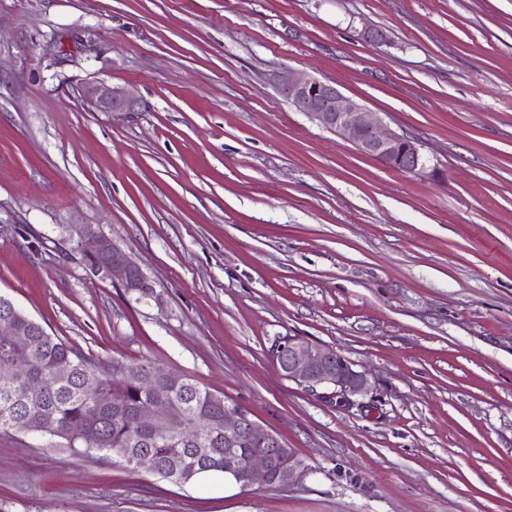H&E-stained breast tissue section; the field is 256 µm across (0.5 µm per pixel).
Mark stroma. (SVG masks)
I'll return each instance as SVG.
<instances>
[{"label":"stroma","instance_id":"35a3bbf8","mask_svg":"<svg viewBox=\"0 0 512 512\" xmlns=\"http://www.w3.org/2000/svg\"><path fill=\"white\" fill-rule=\"evenodd\" d=\"M288 71L414 138L426 174L295 111ZM93 81L140 109H96ZM83 225L152 294L94 274ZM0 295L228 397L309 468L180 486L0 433V512H512V0H0ZM288 336L368 371L376 401L288 380Z\"/></svg>","mask_w":512,"mask_h":512}]
</instances>
